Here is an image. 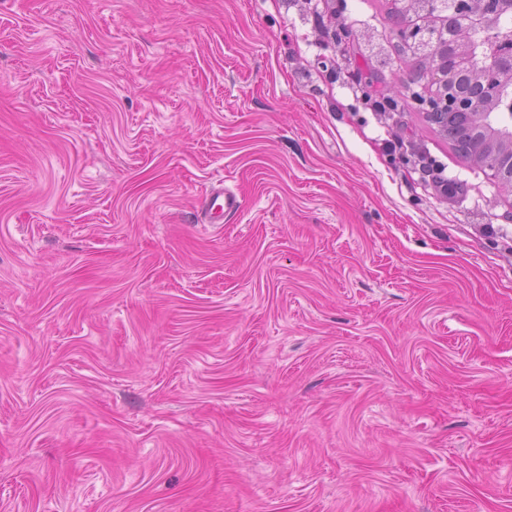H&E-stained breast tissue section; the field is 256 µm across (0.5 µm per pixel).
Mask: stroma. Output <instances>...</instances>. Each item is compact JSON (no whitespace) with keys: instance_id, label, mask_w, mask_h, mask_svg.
Masks as SVG:
<instances>
[{"instance_id":"stroma-1","label":"stroma","mask_w":512,"mask_h":512,"mask_svg":"<svg viewBox=\"0 0 512 512\" xmlns=\"http://www.w3.org/2000/svg\"><path fill=\"white\" fill-rule=\"evenodd\" d=\"M388 3L0 0V512H512V190ZM312 2H315L312 4ZM331 1L329 0H319V1H312V0H306V4L312 5L309 7L311 17L313 19V24L319 28L324 34H329L332 20H334V25L336 23V11L334 9H331L330 14H325V9L329 8V4ZM322 4V10L319 9V5ZM325 16L327 19V22H325ZM360 85V81L353 80L349 83L348 89L357 98V100H359L365 110L369 112H378L384 118L386 117V113L389 114V112L396 111V106L392 105L386 97H372L366 94L361 89ZM414 163L427 184H431L441 195L448 196V179L443 176V168L435 164L433 160L427 161V157L423 153L416 154ZM219 201V203H218ZM238 199L237 196L230 191L224 190L220 188L218 190L213 191L204 201V209L209 213L214 212V208L216 206L219 207L221 212L224 211H233L238 207Z\"/></svg>"}]
</instances>
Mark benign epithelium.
I'll return each mask as SVG.
<instances>
[{
	"instance_id": "1",
	"label": "benign epithelium",
	"mask_w": 512,
	"mask_h": 512,
	"mask_svg": "<svg viewBox=\"0 0 512 512\" xmlns=\"http://www.w3.org/2000/svg\"><path fill=\"white\" fill-rule=\"evenodd\" d=\"M397 36L429 75L435 90L416 100L427 118L465 113L472 118L474 161L490 178L512 187V125L497 122L512 110V34L499 19L512 0H395Z\"/></svg>"
}]
</instances>
